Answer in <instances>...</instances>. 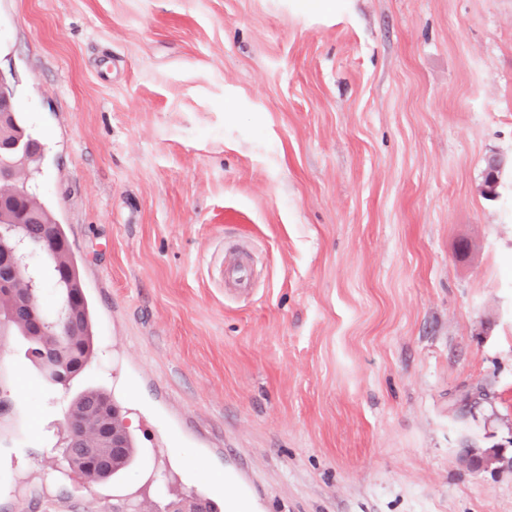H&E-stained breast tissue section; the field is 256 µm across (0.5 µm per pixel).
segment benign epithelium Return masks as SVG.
Returning a JSON list of instances; mask_svg holds the SVG:
<instances>
[{
  "label": "benign epithelium",
  "instance_id": "obj_1",
  "mask_svg": "<svg viewBox=\"0 0 512 512\" xmlns=\"http://www.w3.org/2000/svg\"><path fill=\"white\" fill-rule=\"evenodd\" d=\"M16 178L12 168L0 169V206L15 204L11 184ZM40 223L37 211L26 205L13 224L0 225V296L13 291L16 281L26 284L23 297L0 308V328L10 321L22 319L37 336L48 339L40 351L49 377L78 364V353L69 336L76 324L79 295L71 288L69 276L56 261V255L68 245L61 241L48 242L44 235L31 231ZM125 428L119 412L109 404L94 401L86 415L69 413L64 437L63 457L70 465H78L90 480L112 469L124 448ZM504 462L512 467V459L488 452L473 451L467 456L472 469H486Z\"/></svg>",
  "mask_w": 512,
  "mask_h": 512
}]
</instances>
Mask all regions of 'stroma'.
I'll list each match as a JSON object with an SVG mask.
<instances>
[{
    "label": "stroma",
    "mask_w": 512,
    "mask_h": 512,
    "mask_svg": "<svg viewBox=\"0 0 512 512\" xmlns=\"http://www.w3.org/2000/svg\"><path fill=\"white\" fill-rule=\"evenodd\" d=\"M0 73L95 346L65 389L6 328L0 512H512L462 459L512 457V0H0ZM85 388L113 481L62 457ZM90 398L106 401L116 407L106 391L85 389L73 400L76 412L82 411L85 402ZM102 401H93L87 406L88 416L70 412L65 430L63 457L69 465H79L90 482L96 479L98 473L109 470L101 479H113L133 463L136 450L135 440L130 432L125 448V428L120 421L119 412L110 410L109 404ZM123 450V468H112L119 461Z\"/></svg>",
    "instance_id": "stroma-1"
}]
</instances>
